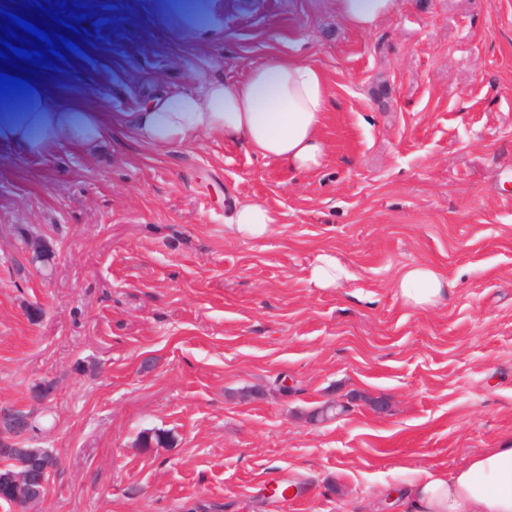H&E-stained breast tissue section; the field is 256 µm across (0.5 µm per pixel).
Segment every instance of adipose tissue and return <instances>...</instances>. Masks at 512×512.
Returning a JSON list of instances; mask_svg holds the SVG:
<instances>
[{
  "instance_id": "ef3b65f1",
  "label": "adipose tissue",
  "mask_w": 512,
  "mask_h": 512,
  "mask_svg": "<svg viewBox=\"0 0 512 512\" xmlns=\"http://www.w3.org/2000/svg\"><path fill=\"white\" fill-rule=\"evenodd\" d=\"M398 0H334L346 24L368 30L392 17ZM329 101L324 72L304 57L273 55L243 80H206L198 89L178 90L137 113L141 139L160 149L195 144L203 135L243 143L260 158L297 173L325 163L322 129ZM277 214L255 201L237 202L232 227L241 237L261 239ZM401 303L429 310L448 301L453 281L427 264L403 266L394 283ZM406 512H512V446L489 448L464 466L414 474L404 492Z\"/></svg>"
}]
</instances>
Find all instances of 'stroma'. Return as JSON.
I'll return each instance as SVG.
<instances>
[{"instance_id":"1","label":"stroma","mask_w":512,"mask_h":512,"mask_svg":"<svg viewBox=\"0 0 512 512\" xmlns=\"http://www.w3.org/2000/svg\"><path fill=\"white\" fill-rule=\"evenodd\" d=\"M72 2L92 39L45 87L88 111L0 145V413L35 411L18 442L58 459L26 512H401L411 471L511 445L512 0H399L370 31L332 0ZM274 54L328 78L317 173L139 138L171 89ZM236 199L269 236L233 232ZM322 251L342 287L310 283ZM410 263L447 303L401 304ZM278 220V215L264 204L239 200L233 210L231 227L238 236L261 239L271 233ZM394 288L404 306L429 310L448 301L454 282L433 266L409 264L403 266Z\"/></svg>"}]
</instances>
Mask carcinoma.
<instances>
[{
	"instance_id": "1",
	"label": "carcinoma",
	"mask_w": 512,
	"mask_h": 512,
	"mask_svg": "<svg viewBox=\"0 0 512 512\" xmlns=\"http://www.w3.org/2000/svg\"><path fill=\"white\" fill-rule=\"evenodd\" d=\"M19 412L0 414V499L24 509L44 497L43 483L49 481L43 463L56 460L45 448H18L11 437L21 435Z\"/></svg>"
}]
</instances>
